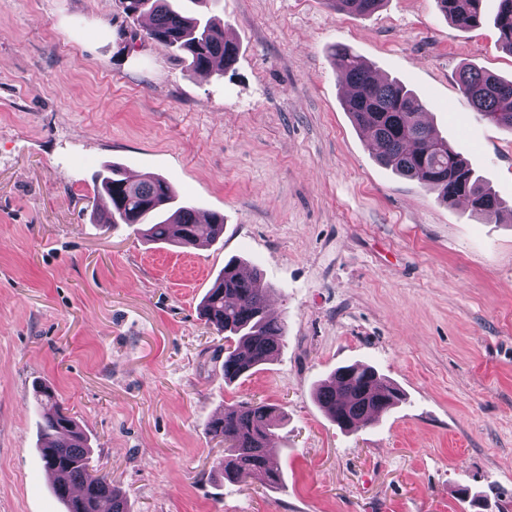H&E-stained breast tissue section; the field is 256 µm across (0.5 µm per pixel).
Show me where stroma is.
<instances>
[{"label": "stroma", "mask_w": 512, "mask_h": 512, "mask_svg": "<svg viewBox=\"0 0 512 512\" xmlns=\"http://www.w3.org/2000/svg\"><path fill=\"white\" fill-rule=\"evenodd\" d=\"M497 0L463 31L436 0L368 16L328 0H217L226 73L189 71L120 0H0V512H65L38 448L52 385L131 512H512V131L467 105L469 65L512 79ZM427 104L506 203L448 207L380 165L343 106L334 46ZM159 175L224 218L181 249L101 224L95 177ZM236 258L286 336L225 382L201 301ZM369 365L402 401L354 432L313 390ZM281 412L279 485L228 483L225 405Z\"/></svg>", "instance_id": "stroma-1"}]
</instances>
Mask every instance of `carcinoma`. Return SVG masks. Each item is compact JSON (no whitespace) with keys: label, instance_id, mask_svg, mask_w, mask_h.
Segmentation results:
<instances>
[{"label":"carcinoma","instance_id":"obj_1","mask_svg":"<svg viewBox=\"0 0 512 512\" xmlns=\"http://www.w3.org/2000/svg\"><path fill=\"white\" fill-rule=\"evenodd\" d=\"M202 0H121L124 12L147 16L148 39L184 55L193 71H226L236 61L237 45L224 39V28L212 16L192 5ZM384 0H331L338 11L370 15ZM483 0H437L441 12L462 30L479 27L484 19ZM498 41L512 54V0H499L494 17ZM339 82L349 87L343 101L355 125L368 132L379 163L397 174L435 190L451 207L487 215L496 214L501 202L483 184L469 162L448 139L425 125L420 116L425 102L396 80H381L369 65L347 47L333 50ZM461 92L469 107L485 121L512 129V80L466 67L459 72ZM97 191L107 196L111 209L101 224L138 225L151 241L195 247L224 232V220L197 223L195 207L179 201L171 184L149 176L137 183L122 168L112 165L96 176ZM268 288L258 273L240 274L230 260L200 305V316L224 334V381H232L266 363L281 345L284 326L268 316ZM318 404L341 428L353 431L367 424L400 400V391L375 369L348 365L336 368L316 389ZM33 407L47 444L42 448L46 472L55 478L54 492L66 512H99L103 502L111 512H130L127 498L91 465L88 437L59 402L54 390L39 384ZM277 429L275 408L245 403L224 408L207 426L211 439L224 445V469H232L241 482L268 485L280 479L278 468L264 445Z\"/></svg>","mask_w":512,"mask_h":512}]
</instances>
